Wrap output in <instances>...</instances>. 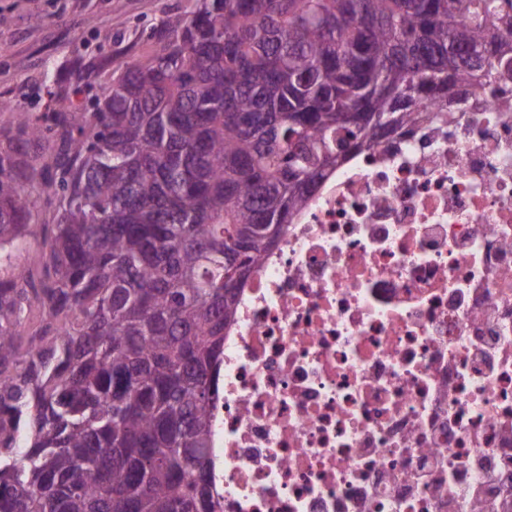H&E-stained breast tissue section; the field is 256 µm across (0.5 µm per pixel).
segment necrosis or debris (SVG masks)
<instances>
[{"instance_id": "necrosis-or-debris-1", "label": "necrosis or debris", "mask_w": 512, "mask_h": 512, "mask_svg": "<svg viewBox=\"0 0 512 512\" xmlns=\"http://www.w3.org/2000/svg\"><path fill=\"white\" fill-rule=\"evenodd\" d=\"M222 375L217 512H512V86L321 180Z\"/></svg>"}]
</instances>
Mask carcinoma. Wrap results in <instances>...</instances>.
Returning <instances> with one entry per match:
<instances>
[{
  "mask_svg": "<svg viewBox=\"0 0 512 512\" xmlns=\"http://www.w3.org/2000/svg\"><path fill=\"white\" fill-rule=\"evenodd\" d=\"M149 40L64 67L75 109L0 99V512H216L238 288L350 153L512 76V0H198Z\"/></svg>",
  "mask_w": 512,
  "mask_h": 512,
  "instance_id": "obj_1",
  "label": "carcinoma"
}]
</instances>
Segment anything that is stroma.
<instances>
[{"instance_id":"35a3bbf8","label":"stroma","mask_w":512,"mask_h":512,"mask_svg":"<svg viewBox=\"0 0 512 512\" xmlns=\"http://www.w3.org/2000/svg\"><path fill=\"white\" fill-rule=\"evenodd\" d=\"M197 0H0V96L25 112L72 107L69 80L49 84L53 68L108 53L113 64L146 51V36Z\"/></svg>"}]
</instances>
